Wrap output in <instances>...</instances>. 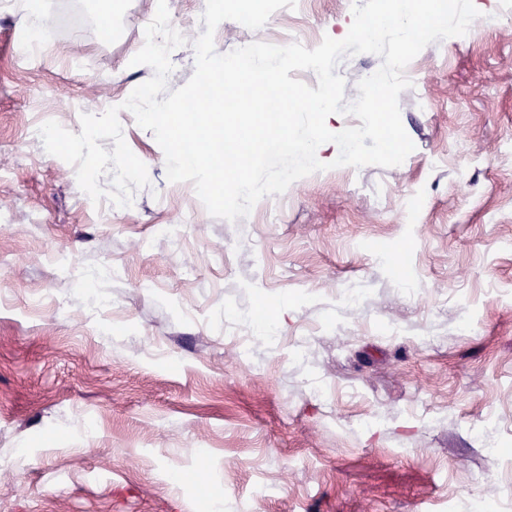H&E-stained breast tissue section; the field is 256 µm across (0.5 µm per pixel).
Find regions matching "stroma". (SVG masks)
<instances>
[{
  "instance_id": "obj_1",
  "label": "stroma",
  "mask_w": 512,
  "mask_h": 512,
  "mask_svg": "<svg viewBox=\"0 0 512 512\" xmlns=\"http://www.w3.org/2000/svg\"><path fill=\"white\" fill-rule=\"evenodd\" d=\"M48 2L34 54L20 0L0 5V512H470L478 498L512 512L502 0H474L490 11L469 42L436 41L406 67L402 164L310 174L234 221L168 182L152 131L122 107L153 75L131 59L157 0L112 14ZM365 3L297 0L257 30L227 20L215 49H312L343 39ZM205 5L167 0L186 39L168 90L194 72ZM113 106L148 170L131 209L93 203L39 135ZM262 304L271 338L244 320Z\"/></svg>"
}]
</instances>
